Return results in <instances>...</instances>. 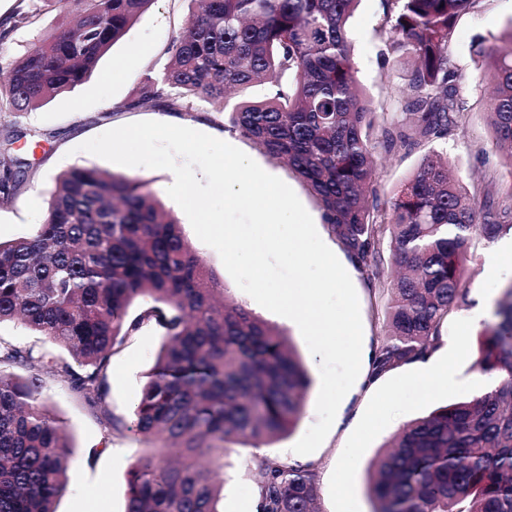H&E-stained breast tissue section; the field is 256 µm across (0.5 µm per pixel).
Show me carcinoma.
<instances>
[{
	"label": "carcinoma",
	"instance_id": "obj_1",
	"mask_svg": "<svg viewBox=\"0 0 512 512\" xmlns=\"http://www.w3.org/2000/svg\"><path fill=\"white\" fill-rule=\"evenodd\" d=\"M78 20L11 63L0 112H31L81 85L154 0H76ZM186 30L149 68L123 111L190 112L228 103L261 82V101L241 99L207 120L288 164L319 202L351 263L380 275L389 240L397 275L386 296L381 375L443 344L448 318L467 303V249L512 234V183L485 182L482 204L454 181L449 160L427 155L388 208L374 193L376 108L358 88L347 24L359 0H191ZM480 0H384L385 54L409 66L400 116L383 121L386 151L442 139L462 126L449 54L458 18ZM36 12L19 0L0 22V43ZM486 111L512 174V29L479 41ZM0 169V205L20 190L27 159ZM141 298L151 305L130 313ZM479 334L475 365L498 380L469 400L438 407L403 427L369 467L375 512H512V283ZM44 338L36 350L0 336V512H55L66 489L70 444L49 408L56 385L96 413L107 435L111 357L147 324L162 336L133 413L132 430L152 452L135 460L124 512H219V471L234 448H259L296 425L310 384L290 336L237 303L194 251L182 224L147 183L93 168L61 174L45 221L0 242V324ZM20 369L21 373L14 372ZM260 512H319L312 464L255 455Z\"/></svg>",
	"mask_w": 512,
	"mask_h": 512
}]
</instances>
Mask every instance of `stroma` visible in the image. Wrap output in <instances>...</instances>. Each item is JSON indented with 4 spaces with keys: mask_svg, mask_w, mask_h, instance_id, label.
Wrapping results in <instances>:
<instances>
[{
    "mask_svg": "<svg viewBox=\"0 0 512 512\" xmlns=\"http://www.w3.org/2000/svg\"><path fill=\"white\" fill-rule=\"evenodd\" d=\"M36 4L39 9L36 23L15 29L0 46L2 92L7 89L2 70L8 69L10 62L32 43L72 20L78 12L74 0H36ZM190 9L188 0H154L80 86L26 114L0 112V136L9 130L21 131L17 146L33 169L29 183L14 203L0 207V242L31 234L43 221L59 174L73 168L126 172L148 182L164 207L182 222L184 233L197 253L221 280H229L230 275L218 252L199 240L182 209L168 196L170 171L143 167L126 169L80 149L82 143L107 130L143 120L182 125L224 139L223 128L204 120V113L214 110L213 105L205 102L200 105L202 116L198 119L183 112L153 109L123 112L119 109L120 104L135 93L140 75L147 68L163 63L165 47L181 32ZM383 14V0H361L350 20L349 34L360 85L380 111L392 116L407 82L408 70L393 62H382L380 58L379 29ZM511 25L512 0H482L477 11L458 19L449 52L461 73L459 98L465 122L448 138L412 150L377 149L373 177L377 205H384L400 183L418 168L424 155L433 152L448 156L455 175L472 193H479L482 184L489 179L503 184L512 179V172L504 165L488 127L484 93L475 84L481 63L473 51L478 39L489 41L500 37ZM121 58L128 61L126 69L114 71V60ZM233 141L266 172L279 177L294 190L316 221L321 239L339 260H346L342 245L321 222L316 198L295 172L271 159L252 141L239 135L234 136ZM470 251L473 261L464 282L469 300L482 297L497 300L504 285L512 283V254L496 252L494 243L480 237L472 239ZM351 280L360 303L363 345L371 349L385 334L382 312L362 274L352 272ZM231 292L239 303L289 333L312 379L296 427L264 450L265 455L294 461L297 455L292 450L293 445L317 420L320 359L310 353L300 331L289 320L266 310L239 287H232ZM463 319V313H455L444 330L445 337L458 338L463 343L462 354L451 358L454 383L425 377L411 365L388 372L373 386L360 381L354 383L340 404L342 420L334 422L322 445L307 456L319 471L320 512H375L377 503L369 489V465L383 446L408 421L436 407L464 401L480 393L481 372L474 365L480 330L465 328ZM161 342L159 331L148 326L129 337L112 356L107 401L121 424L112 435L104 434L81 400L57 388L50 390V407L63 421L72 446L67 489L56 501V512H87L91 507L96 512H124L129 471L144 450L143 443L128 427ZM252 455V449L238 448L227 458L224 492L219 502L221 512H242L246 502L256 496L258 478L250 466Z\"/></svg>",
    "mask_w": 512,
    "mask_h": 512,
    "instance_id": "1",
    "label": "stroma"
}]
</instances>
